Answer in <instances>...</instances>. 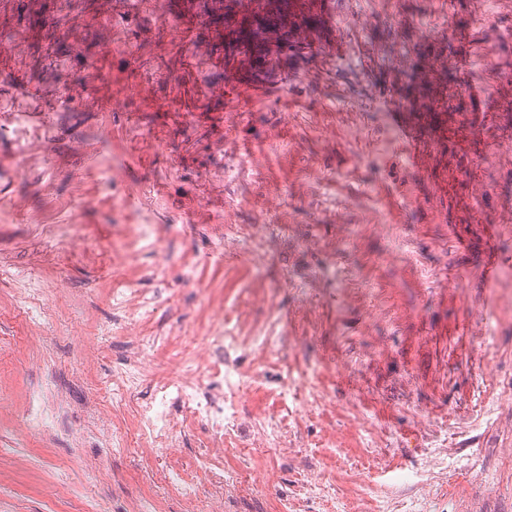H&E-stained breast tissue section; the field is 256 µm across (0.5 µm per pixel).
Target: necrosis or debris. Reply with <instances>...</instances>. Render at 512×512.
I'll return each mask as SVG.
<instances>
[{
  "mask_svg": "<svg viewBox=\"0 0 512 512\" xmlns=\"http://www.w3.org/2000/svg\"><path fill=\"white\" fill-rule=\"evenodd\" d=\"M224 329L211 330L202 349L178 352L173 356L176 378L152 379L154 395L149 403L139 405L137 415L156 432L163 446L176 442L182 433L183 420H175L173 409H181L184 418L204 424L212 449L211 455L195 457L192 469L206 471L209 483H224L223 470L211 468L212 454L224 451Z\"/></svg>",
  "mask_w": 512,
  "mask_h": 512,
  "instance_id": "1",
  "label": "necrosis or debris"
}]
</instances>
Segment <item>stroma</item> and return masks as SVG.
<instances>
[{"instance_id": "1", "label": "stroma", "mask_w": 512, "mask_h": 512, "mask_svg": "<svg viewBox=\"0 0 512 512\" xmlns=\"http://www.w3.org/2000/svg\"><path fill=\"white\" fill-rule=\"evenodd\" d=\"M168 2L0 0V512H193L201 429L99 439L219 324L223 512H512V0ZM269 28L268 24L263 21H256L253 32L257 35L255 40H251L245 36H242L241 32L232 31L228 36V46L233 52L248 54L252 53L260 47L264 40V34ZM390 123L397 135L405 144L408 157L414 160L416 158L414 148L417 136L406 112H390ZM151 374L143 359L122 368L118 374L112 376V398L124 400L137 389L146 377Z\"/></svg>"}]
</instances>
